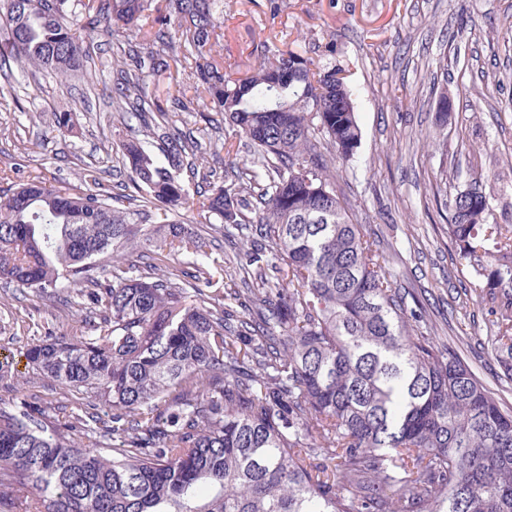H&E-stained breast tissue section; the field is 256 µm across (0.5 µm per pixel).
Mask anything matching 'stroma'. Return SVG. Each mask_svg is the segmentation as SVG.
<instances>
[{
    "instance_id": "stroma-1",
    "label": "stroma",
    "mask_w": 512,
    "mask_h": 512,
    "mask_svg": "<svg viewBox=\"0 0 512 512\" xmlns=\"http://www.w3.org/2000/svg\"><path fill=\"white\" fill-rule=\"evenodd\" d=\"M218 48L228 73L242 72L294 49L303 57L345 69L361 145L353 161L327 154L336 192L353 208L365 237L376 240L407 307L421 313L418 334L457 356L512 410V381L488 341L503 295H491L476 266L461 259L448 236L442 202L479 185L499 223L512 224V0H224ZM95 62L93 90L82 73L59 81L44 72L13 68L16 99L0 103V169L80 184L85 169H100L107 192L126 182L117 144L142 137L132 116H119L109 91L120 71L154 49L137 29L82 43ZM449 60L447 93L452 110L440 124L432 90L441 60ZM190 68L171 63L147 79V93L166 112V132L202 144L199 173L183 170L189 192L205 190L202 174L237 181L252 173L251 146L205 111ZM75 110L72 132L59 134L55 113ZM232 143L226 154L224 143ZM250 229L217 235L223 261L218 288L241 285L233 267L250 248ZM80 306L26 295L0 282V362L11 363L28 392L59 398L27 366V343L48 334L82 330Z\"/></svg>"
}]
</instances>
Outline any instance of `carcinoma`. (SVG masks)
Masks as SVG:
<instances>
[{"label": "carcinoma", "instance_id": "1", "mask_svg": "<svg viewBox=\"0 0 512 512\" xmlns=\"http://www.w3.org/2000/svg\"><path fill=\"white\" fill-rule=\"evenodd\" d=\"M223 0H0V71H80L73 36L157 28L196 57V90L253 147L264 170L195 197L180 171L201 145L146 132L120 144L132 191L113 196L0 171V281L77 304L78 336L26 346L37 374L90 391L101 410L47 401L0 366V497L25 488L36 512H512V412L456 356L415 336L379 252L336 193L321 148L351 160L362 139L344 70L287 49L240 78L207 56ZM119 113L164 116L142 63L117 82ZM196 210L224 235L256 238L244 287L210 290L213 235L168 219ZM163 223H150L152 211ZM462 259L488 288H512V224L467 188L450 203ZM194 258V273L170 257ZM492 344L512 358V316Z\"/></svg>", "mask_w": 512, "mask_h": 512}]
</instances>
